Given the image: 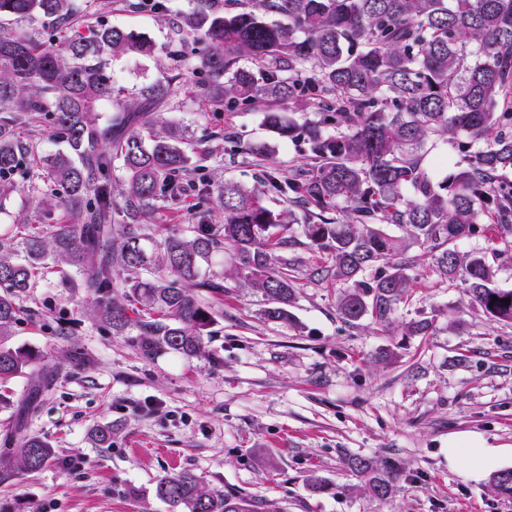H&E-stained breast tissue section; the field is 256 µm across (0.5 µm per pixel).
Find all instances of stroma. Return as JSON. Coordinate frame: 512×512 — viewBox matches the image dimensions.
<instances>
[{
  "mask_svg": "<svg viewBox=\"0 0 512 512\" xmlns=\"http://www.w3.org/2000/svg\"><path fill=\"white\" fill-rule=\"evenodd\" d=\"M87 13L153 40L152 57L115 56V86L133 90L170 73L166 54L179 15L195 0H168L170 10L129 9L125 0H83ZM186 71L157 115L200 134L193 148L197 176L216 184H253L260 168L224 150V134L265 143L284 175L294 173L298 143L276 139L259 109L227 112L209 106ZM43 175L0 178L9 193L0 232L20 246L41 230L35 203ZM195 191L146 216L150 227L188 233L196 223ZM423 249L406 253L417 277L410 300L392 323L346 324L336 311L339 286L326 258L298 248L296 302L290 323L264 318L265 301L250 288L210 298L216 313L204 351L195 357L144 358L129 336L101 328L76 280L43 269L18 303L23 310L9 344L55 369L26 422L18 413L33 380L0 382V441L38 435L54 450L38 473L17 474L0 453V512H168L155 495L158 480L190 472L208 489L250 495L257 512H512L488 474L449 466V444L475 441L502 449L498 469L512 468V326L489 321L460 288L429 274ZM434 318L429 335L407 331ZM66 335H58V327ZM471 350L468 361L459 354ZM112 427L110 447L90 438ZM367 456L396 466L389 499L372 498L349 468ZM328 487L309 488L310 474Z\"/></svg>",
  "mask_w": 512,
  "mask_h": 512,
  "instance_id": "stroma-1",
  "label": "stroma"
}]
</instances>
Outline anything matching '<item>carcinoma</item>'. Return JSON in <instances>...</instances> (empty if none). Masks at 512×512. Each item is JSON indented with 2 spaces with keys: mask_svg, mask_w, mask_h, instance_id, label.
Listing matches in <instances>:
<instances>
[{
  "mask_svg": "<svg viewBox=\"0 0 512 512\" xmlns=\"http://www.w3.org/2000/svg\"><path fill=\"white\" fill-rule=\"evenodd\" d=\"M10 17L41 23L49 37L0 24V178H29L30 146L16 136L29 121L67 150L44 159L38 189L50 236L29 235L22 262L0 241L1 381L35 362L7 340L22 313L16 296L49 262L74 272L101 321L132 333L147 359L203 352L216 318L192 289L227 290L206 277L226 251L234 257L227 279L260 291L269 321H292L288 271L297 258L285 252L304 246L325 255L327 276L343 285L336 308L347 324L368 317L388 326L411 295L404 254L417 244L432 273L489 320L512 324V289L494 285L485 253L453 247L487 224L493 251L512 249V0H196L177 22L170 78L140 84L130 103L100 53L151 57L150 40L79 15L76 0H0V18ZM189 57L207 75L200 94L211 104L261 108L267 125L303 142L306 154L284 177L264 144L225 133L229 152L261 161L258 184H202L190 234L157 238L141 218L178 203L184 178L197 171L184 132L153 116ZM104 102L113 112L101 122ZM309 109L316 118L301 123L284 115ZM437 140L462 154L440 181L424 163ZM115 168L124 177L114 183ZM270 193L282 196L281 209L267 205ZM210 202L223 223H209ZM117 267L127 273L120 294ZM5 446L25 473L54 455L36 435ZM349 465L371 496L391 497L393 469L369 457ZM491 484L511 496L512 469ZM155 493L169 512H254L247 498L209 490L189 472L162 478Z\"/></svg>",
  "mask_w": 512,
  "mask_h": 512,
  "instance_id": "cac0c4a2",
  "label": "carcinoma"
}]
</instances>
